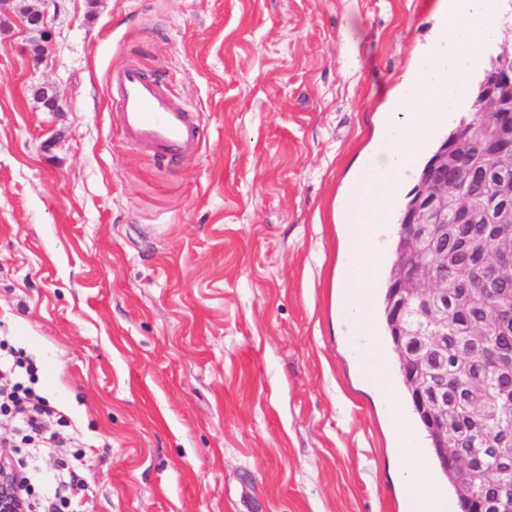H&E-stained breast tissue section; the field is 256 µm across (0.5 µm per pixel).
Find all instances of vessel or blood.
I'll return each instance as SVG.
<instances>
[{"mask_svg": "<svg viewBox=\"0 0 512 512\" xmlns=\"http://www.w3.org/2000/svg\"><path fill=\"white\" fill-rule=\"evenodd\" d=\"M109 96L132 142L160 147L171 158L196 150L197 127L189 114L175 107L159 80L141 68L128 66L113 73Z\"/></svg>", "mask_w": 512, "mask_h": 512, "instance_id": "vessel-or-blood-1", "label": "vessel or blood"}]
</instances>
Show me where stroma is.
Returning a JSON list of instances; mask_svg holds the SVG:
<instances>
[{
    "label": "stroma",
    "mask_w": 512,
    "mask_h": 512,
    "mask_svg": "<svg viewBox=\"0 0 512 512\" xmlns=\"http://www.w3.org/2000/svg\"><path fill=\"white\" fill-rule=\"evenodd\" d=\"M0 16V336L36 367L86 512H410L343 322L346 188L440 0H15ZM44 12L36 52L20 7ZM357 49L358 68L349 51ZM136 65L204 129L159 162L106 89ZM60 88L58 112L33 92ZM382 368L428 448L382 298Z\"/></svg>",
    "instance_id": "1"
}]
</instances>
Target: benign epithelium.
Segmentation results:
<instances>
[{
  "instance_id": "7a95c632",
  "label": "benign epithelium",
  "mask_w": 512,
  "mask_h": 512,
  "mask_svg": "<svg viewBox=\"0 0 512 512\" xmlns=\"http://www.w3.org/2000/svg\"><path fill=\"white\" fill-rule=\"evenodd\" d=\"M23 32L47 35L46 16L28 10L21 16ZM481 96L502 104L488 113L489 135L484 154L490 163L482 166L483 191L474 204L456 190L451 173L458 170L473 152L472 142L462 136L453 139L434 159L421 181L415 201L403 217L409 233L405 256L395 267L392 285L396 295L392 303L402 359L411 368L416 397L434 431L448 437V412L468 425L487 418L501 419L499 433L470 454L458 448L445 450L452 463L464 496L476 503L490 500L495 512H512V482L503 479L492 498H487L481 474L487 460L496 457L503 470L509 460L501 448L512 442V395L494 392L486 384V371L512 374V355L492 346L484 363L467 367L470 390L456 395L448 405L453 381L448 378V315L470 316L472 302L491 296L485 314L469 321L468 335L474 342L487 343L508 332L512 316V292L500 287V276L512 272V46L504 45L500 55L485 71ZM454 239L458 251L468 258L460 281L461 297H448V283L431 280L423 274L415 258L425 249L437 263L446 267L456 261L445 241ZM414 309L407 310L408 303Z\"/></svg>"
}]
</instances>
